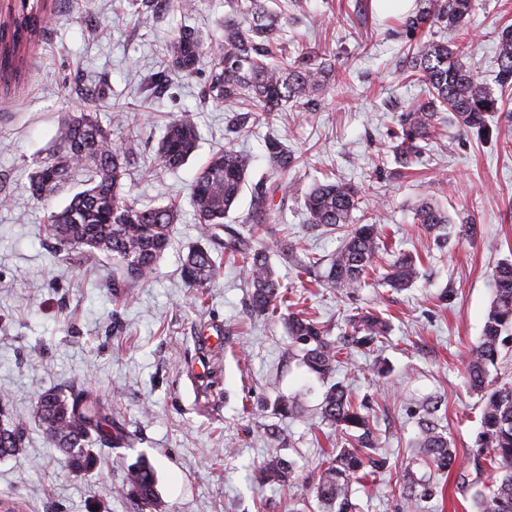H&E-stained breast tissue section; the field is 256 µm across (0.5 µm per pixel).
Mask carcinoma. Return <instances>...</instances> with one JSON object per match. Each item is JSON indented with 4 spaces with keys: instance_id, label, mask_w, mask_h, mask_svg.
<instances>
[{
    "instance_id": "1",
    "label": "carcinoma",
    "mask_w": 512,
    "mask_h": 512,
    "mask_svg": "<svg viewBox=\"0 0 512 512\" xmlns=\"http://www.w3.org/2000/svg\"><path fill=\"white\" fill-rule=\"evenodd\" d=\"M42 7L12 14L0 20V89L7 91L24 68L26 53L41 32L46 0ZM477 0H419L417 10L397 20V27L409 39L405 55V78L420 87L416 99L397 115L389 131L393 153L406 169L428 146L448 136V127L482 138L489 134L488 120L502 109L503 94L512 93V25L497 34L496 82L500 95L467 65L473 42L467 38V24ZM287 18L269 9L266 0H242L239 12L224 17L223 34L207 40L191 28L181 30L170 44L171 73L192 75L201 58L214 60L207 94L233 112L228 132L241 134L250 125L267 123L274 113L292 105L298 109L327 92L334 76L332 65L315 50L288 56L282 32ZM198 133L194 114L184 111L166 127L155 153L157 165L174 170L194 152ZM135 139L118 143L112 128L103 127L86 115L64 117L56 132V150L47 156L29 178L30 192L45 202L62 192L76 169L90 167V186L75 193L59 211L50 210L45 230L55 241L56 252L68 256L103 252L116 264L112 287L145 281L171 242V226L177 210L171 205L138 207L122 195L128 156ZM264 158L270 183L252 187L255 202L241 224L224 219L236 205L248 184L252 158L233 145L212 154L190 193L198 220V245L188 252L182 273L188 287L200 301L217 269L212 251L222 249L233 258L237 270L250 289L251 311L282 322L291 344L288 354L319 378L336 372L343 351L369 348L388 336L390 324L367 311L349 318L347 330L338 338L309 316L293 311L287 293L281 291L269 254L254 244V236L273 223V198L282 193L280 211L288 198L301 194L304 221L312 229L340 234V246L329 259L304 252L298 239L280 241L278 253L298 259L297 276L318 274L330 288L355 292L367 285L366 278L377 263L385 242L373 217L353 223L360 203V191L350 181L327 178L301 193L290 178L299 157L278 136L265 139ZM413 223L421 225L439 240L448 238L451 219L437 202L426 199L413 211ZM384 284L395 291L411 287L419 276L415 256L397 252L387 264ZM492 302L482 335L468 351L465 374L469 386L481 393L480 431L476 446L485 449L486 461L495 472L494 484L473 499V512H512V384L491 376L497 364L503 333L512 331V259L495 267ZM281 415L300 413L296 398L280 394L274 401ZM8 397L0 394V457L13 456L23 446L24 425L3 414ZM322 418L344 439L333 447L321 463L315 486L318 499L336 512H357L351 487L369 477L370 451L375 439L363 403L356 401L347 387L335 383L326 388L320 404ZM437 401L430 399L418 412L415 447L429 468L447 471L457 464L446 429L437 418ZM34 417L49 442L66 456L71 471L83 473L93 468L92 447L133 446L135 438L112 413V408L85 387L73 384L64 393L44 390L35 397ZM295 463L281 457L268 459L260 468L263 481L288 488ZM406 499L414 504L434 495L422 481H407ZM119 494L136 506L137 512L158 504L157 476L148 459L141 457L129 465Z\"/></svg>"
}]
</instances>
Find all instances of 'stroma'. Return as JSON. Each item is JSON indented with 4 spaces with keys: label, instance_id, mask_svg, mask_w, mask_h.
I'll return each instance as SVG.
<instances>
[{
    "label": "stroma",
    "instance_id": "1",
    "mask_svg": "<svg viewBox=\"0 0 512 512\" xmlns=\"http://www.w3.org/2000/svg\"><path fill=\"white\" fill-rule=\"evenodd\" d=\"M235 4L197 0L186 16L176 0H155L143 24L141 0H48L24 79L0 92V197L11 201L0 208V393L9 395L11 416L27 422L24 448L0 458V512H135L114 490L141 454L157 474L156 512H326L314 486L330 446L331 429L319 410L330 380L349 381L378 438L373 482L352 486L361 512H407L411 476L430 478L440 489L424 512H472L473 497L492 473L477 467L480 396L467 383L463 360L482 334L491 273L512 257V149L501 146L512 140V100L496 122L497 139L483 143L452 128L410 169H401L387 129L417 90L403 75L406 41L394 35L392 15L378 13L373 0H268L288 15L283 40L289 54L325 53L341 80L308 116L287 108L239 137L238 148L253 157L251 181L267 175L264 138L279 135L300 158L294 177L301 187L328 175L355 183L361 211H376L393 247L421 260L411 288L383 286L381 260L366 288L345 293L302 286L291 264L274 259L282 285L300 296V310L331 335L367 309L391 325L383 343L353 351L355 379L342 366L330 380L318 379L289 357L282 323L251 314L250 291L231 260L217 256L205 304L183 280V260L198 240L191 186L224 147L226 113L206 94L210 57L190 77L173 79L169 47L186 27L220 37ZM509 24L512 0H479L468 62L486 82L494 80V37ZM116 110L127 113L128 126L113 129V139L131 128L139 140L124 180L127 199L141 207H179L170 248L127 300L112 295L111 258L62 261L40 230L48 210L61 209L84 189L87 172L48 204L29 192V177L47 157L61 118L90 112L106 125ZM185 110L196 115L199 147L178 170L158 169V141ZM423 197L436 198L452 216L456 229L446 242L414 224L411 207ZM462 224L476 225V234L459 233ZM287 235L303 237L324 256L340 244L309 229L293 198L264 244L275 250ZM74 383L106 401L137 436L130 448L96 449L97 464L84 475L67 467L33 415L39 391ZM280 393L298 395L302 413L279 415L273 402ZM428 397L440 400L459 457L449 473L429 472L416 461V410ZM246 405L255 414L243 413ZM273 456L295 461L293 488L259 485L258 468Z\"/></svg>",
    "mask_w": 512,
    "mask_h": 512
}]
</instances>
